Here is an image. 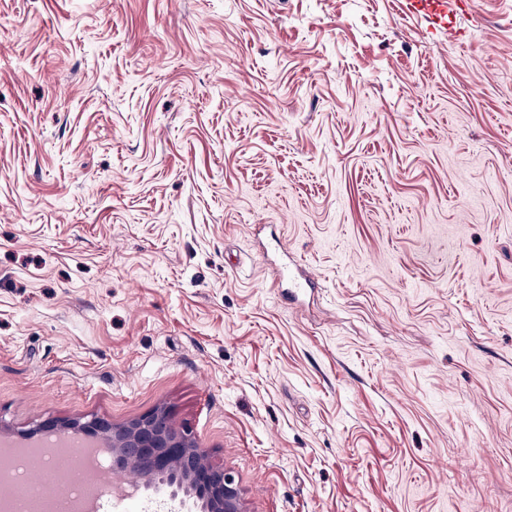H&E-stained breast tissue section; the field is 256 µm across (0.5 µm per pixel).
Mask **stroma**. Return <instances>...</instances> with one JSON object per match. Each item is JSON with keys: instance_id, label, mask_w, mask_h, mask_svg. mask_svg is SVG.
Listing matches in <instances>:
<instances>
[{"instance_id": "35a3bbf8", "label": "stroma", "mask_w": 512, "mask_h": 512, "mask_svg": "<svg viewBox=\"0 0 512 512\" xmlns=\"http://www.w3.org/2000/svg\"><path fill=\"white\" fill-rule=\"evenodd\" d=\"M446 2L0 0V439L168 406L243 512H512V0Z\"/></svg>"}]
</instances>
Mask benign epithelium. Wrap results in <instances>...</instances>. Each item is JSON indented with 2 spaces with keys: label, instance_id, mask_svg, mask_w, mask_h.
Segmentation results:
<instances>
[{
  "label": "benign epithelium",
  "instance_id": "obj_1",
  "mask_svg": "<svg viewBox=\"0 0 512 512\" xmlns=\"http://www.w3.org/2000/svg\"><path fill=\"white\" fill-rule=\"evenodd\" d=\"M38 430L106 439L112 443L114 473L133 476L158 490L186 481L205 512H242V490L234 475L214 463L188 430L175 426L167 407L123 426L94 416L85 422L47 421Z\"/></svg>",
  "mask_w": 512,
  "mask_h": 512
}]
</instances>
